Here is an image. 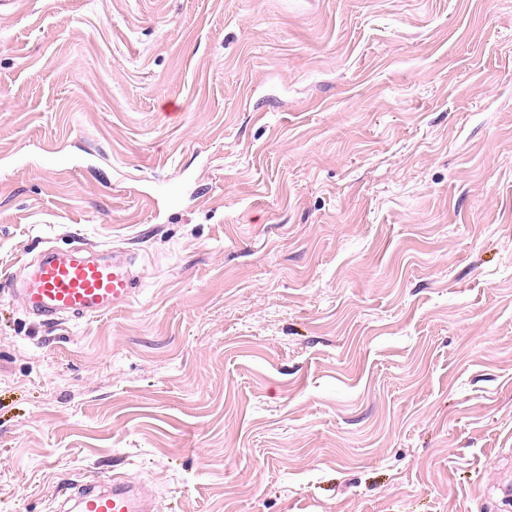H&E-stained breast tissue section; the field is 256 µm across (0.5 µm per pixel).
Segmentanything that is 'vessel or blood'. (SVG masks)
<instances>
[{"instance_id": "obj_1", "label": "vessel or blood", "mask_w": 512, "mask_h": 512, "mask_svg": "<svg viewBox=\"0 0 512 512\" xmlns=\"http://www.w3.org/2000/svg\"><path fill=\"white\" fill-rule=\"evenodd\" d=\"M136 280L126 261L46 256L27 295L33 309L59 321L101 316L130 305ZM76 512H156L155 504L121 476L89 481L69 495Z\"/></svg>"}]
</instances>
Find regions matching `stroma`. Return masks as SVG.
<instances>
[{
	"label": "stroma",
	"mask_w": 512,
	"mask_h": 512,
	"mask_svg": "<svg viewBox=\"0 0 512 512\" xmlns=\"http://www.w3.org/2000/svg\"><path fill=\"white\" fill-rule=\"evenodd\" d=\"M75 245L135 300L29 314ZM0 272V512H512V0H21ZM66 501H74L77 512H155L159 508L145 498L140 490L122 476H112V482L96 480L73 487Z\"/></svg>",
	"instance_id": "stroma-1"
}]
</instances>
